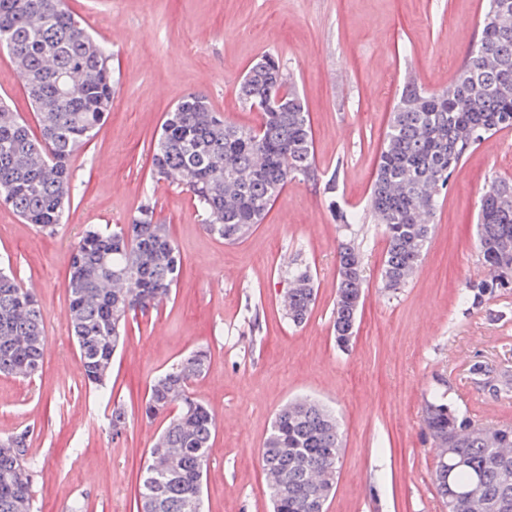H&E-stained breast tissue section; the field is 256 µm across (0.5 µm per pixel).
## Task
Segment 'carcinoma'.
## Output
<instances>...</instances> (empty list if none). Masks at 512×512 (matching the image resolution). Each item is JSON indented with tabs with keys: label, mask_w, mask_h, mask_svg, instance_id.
<instances>
[{
	"label": "carcinoma",
	"mask_w": 512,
	"mask_h": 512,
	"mask_svg": "<svg viewBox=\"0 0 512 512\" xmlns=\"http://www.w3.org/2000/svg\"><path fill=\"white\" fill-rule=\"evenodd\" d=\"M476 40L448 86L428 90L406 82L391 112L368 213L341 210L342 224L366 217L386 239L384 287L409 281L428 242L431 218L448 178L486 135L512 129V0H484ZM0 46L7 49L35 112L40 134L0 99V202L39 232L65 223L73 196L71 158L93 137L112 108V54L67 9L65 0H0ZM241 103L261 112L256 127L224 121L209 99L186 95L162 124L151 156L157 179L180 185L203 211L209 234L236 242L262 222L288 182L315 174L313 134L301 98L280 62L267 54L242 78ZM477 248L491 280L474 281L467 295L481 302L512 272V181L491 183L481 197ZM180 255L166 224L154 222L146 199L127 224L91 225L68 259L71 332L86 384L105 388L112 359L127 336L131 315L168 300ZM361 254L339 251L334 334L353 333L362 297ZM314 276L288 271L283 307L299 325L315 304ZM45 313L33 290L0 262V374L31 377L42 367ZM210 358L198 347L150 384L142 417L164 427L147 453L137 512H195L216 418L191 396L190 386ZM127 411L112 404L119 435ZM424 429L437 448L433 484L446 512H512V425L478 423L444 397L425 405ZM342 451L336 417L312 398L289 401L276 413L261 465L273 512H324ZM28 432L0 437V512H32L34 464Z\"/></svg>",
	"instance_id": "cac0c4a2"
}]
</instances>
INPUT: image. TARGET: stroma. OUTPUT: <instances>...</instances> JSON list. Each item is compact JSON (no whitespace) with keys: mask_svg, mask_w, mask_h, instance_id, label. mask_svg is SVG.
Returning a JSON list of instances; mask_svg holds the SVG:
<instances>
[{"mask_svg":"<svg viewBox=\"0 0 512 512\" xmlns=\"http://www.w3.org/2000/svg\"><path fill=\"white\" fill-rule=\"evenodd\" d=\"M112 51V109L71 162L76 192L56 234L0 203V256L22 286L37 284L45 319L41 372L0 375V436L28 431L35 512H136L140 468L160 422L140 415L152 380L198 346L211 352L191 391L217 417L204 512H271L260 457L275 413L311 397L336 416L342 458L327 512H446L432 482L435 451L425 403L445 394L471 418L512 424V397L469 369L512 373V287L475 304L465 285L489 279L476 248L482 193L512 179V130L497 132L452 173L413 278L381 279L379 225L339 223L333 208L365 209L390 114L404 81L447 86L476 37L480 0H66ZM278 58L309 115L317 181L295 180L262 224L227 243L210 235L190 195L153 178L151 156L168 112L191 92L227 122L254 126L237 97L261 55ZM0 99L29 126L37 118L6 52ZM337 175L335 196L323 182ZM180 252L177 285L158 310L131 321L107 391L125 405L121 434L109 401L85 385L68 323L67 259L85 226L125 224L145 198ZM357 248L364 302L348 347L332 332L338 246ZM308 267L317 300L301 326L281 311L284 277Z\"/></svg>","mask_w":512,"mask_h":512,"instance_id":"35a3bbf8","label":"stroma"}]
</instances>
